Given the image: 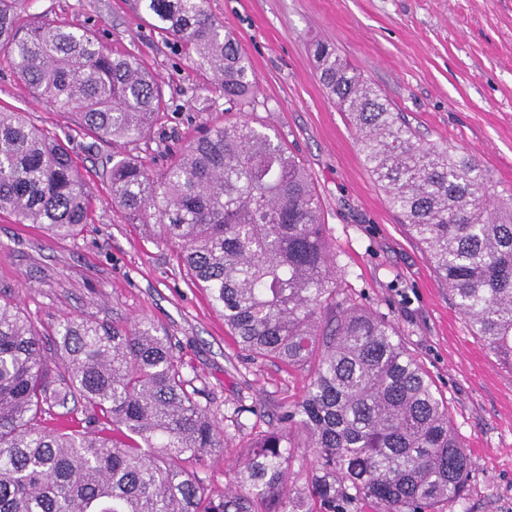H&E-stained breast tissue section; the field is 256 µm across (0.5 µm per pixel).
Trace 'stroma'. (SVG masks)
I'll use <instances>...</instances> for the list:
<instances>
[{"label": "stroma", "mask_w": 512, "mask_h": 512, "mask_svg": "<svg viewBox=\"0 0 512 512\" xmlns=\"http://www.w3.org/2000/svg\"><path fill=\"white\" fill-rule=\"evenodd\" d=\"M235 32L257 82L253 104L225 109L213 75L175 39L162 38L139 0H27L29 16L94 28L115 52L140 59L173 107L134 143H104L31 94L0 59V104L56 135L85 175L92 219L53 236L0 214V295L40 330L80 317L149 322L177 340L183 373L223 418L224 449L200 475L223 491L252 439L300 399L306 372L249 357L224 318L146 224L112 203L108 172L127 159L161 170L214 124L270 129L310 174L348 303L390 320L448 401L470 452L469 493L455 512H512V368L455 307L425 250L367 171L357 134L322 86L310 54L332 43L405 112L420 137L473 156L496 196L512 195V0H207ZM245 406L242 426L232 423Z\"/></svg>", "instance_id": "35a3bbf8"}]
</instances>
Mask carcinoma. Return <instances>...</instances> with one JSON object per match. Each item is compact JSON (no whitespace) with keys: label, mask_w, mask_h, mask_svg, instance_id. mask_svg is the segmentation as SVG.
<instances>
[{"label":"carcinoma","mask_w":512,"mask_h":512,"mask_svg":"<svg viewBox=\"0 0 512 512\" xmlns=\"http://www.w3.org/2000/svg\"><path fill=\"white\" fill-rule=\"evenodd\" d=\"M217 80L229 107L253 102L248 57L205 0H144ZM0 0V53L22 81L108 143L145 138L170 107L129 54L89 29L24 16ZM319 80L350 116L369 172L428 253L488 349L512 367V203L495 204L470 155L421 141L401 112L335 48L315 47ZM112 202L152 224L241 349L310 373L280 426L252 441L222 495L184 464L224 447L204 392L183 377L175 337L65 318L43 332L0 303V512H443L463 503L470 458L448 402L385 317L339 299L319 198L300 161L248 121L213 126L161 171L120 160ZM0 212L67 235L90 219L87 183L68 150L0 107ZM53 342L62 367L45 359ZM81 417L84 430L51 421ZM315 465L289 483L292 436ZM247 492H242V489Z\"/></svg>","instance_id":"obj_1"}]
</instances>
